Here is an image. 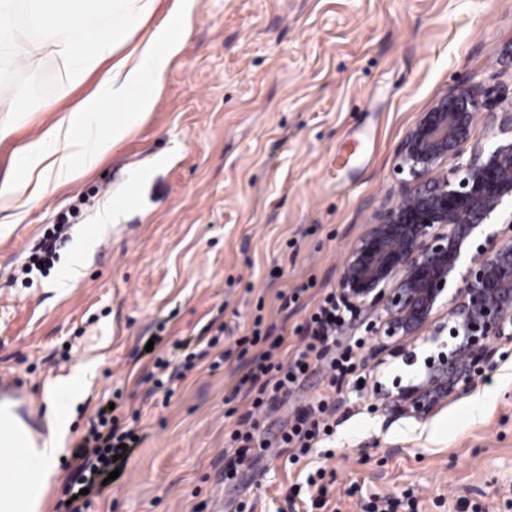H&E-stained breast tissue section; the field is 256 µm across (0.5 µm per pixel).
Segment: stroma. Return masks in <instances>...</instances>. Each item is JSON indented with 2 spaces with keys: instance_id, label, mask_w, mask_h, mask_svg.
Instances as JSON below:
<instances>
[{
  "instance_id": "35a3bbf8",
  "label": "stroma",
  "mask_w": 512,
  "mask_h": 512,
  "mask_svg": "<svg viewBox=\"0 0 512 512\" xmlns=\"http://www.w3.org/2000/svg\"><path fill=\"white\" fill-rule=\"evenodd\" d=\"M100 77L74 83L49 47L13 63L0 85L23 89L24 104L0 141V176ZM461 85L486 111L512 108V0H198L141 128L87 177L26 205L19 223H0V378L23 383L44 436L49 390L73 371L85 375L60 469L100 408L141 414V443L116 461L118 477L88 512H307L311 466L330 484L324 512H371L379 496L396 512H512V345L474 391L431 419L394 418L376 383H416L439 347L408 343L409 363L360 323L336 333L355 371L335 379L310 368L298 391L257 416L266 449L238 481L224 480L227 439L249 403L236 339L273 325L285 338L275 359L294 354L350 248L398 198L395 149L406 130ZM165 152L167 168L122 211L134 236L111 227L69 287L57 285L68 243L44 274L25 278L58 213L94 224L126 177ZM105 181L112 190L103 194ZM283 291L299 292L298 302L283 306ZM219 325L217 349L228 354L220 368L200 363L169 398L153 389L156 358L180 370L186 348ZM321 397L330 434L289 463L281 432Z\"/></svg>"
}]
</instances>
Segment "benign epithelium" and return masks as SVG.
<instances>
[{"instance_id": "7a95c632", "label": "benign epithelium", "mask_w": 512, "mask_h": 512, "mask_svg": "<svg viewBox=\"0 0 512 512\" xmlns=\"http://www.w3.org/2000/svg\"><path fill=\"white\" fill-rule=\"evenodd\" d=\"M479 116L473 90L457 87L408 129L395 150L400 196L375 213L339 280L351 318L380 324L377 335L396 342L429 328L456 288L448 341L422 379L394 392L378 388L384 408L420 421L472 390L498 346L512 342V110L487 113L483 143L475 139ZM450 158L458 163L449 171ZM499 220L509 235L484 234Z\"/></svg>"}]
</instances>
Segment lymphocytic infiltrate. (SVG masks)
<instances>
[{
	"label": "lymphocytic infiltrate",
	"instance_id": "1",
	"mask_svg": "<svg viewBox=\"0 0 512 512\" xmlns=\"http://www.w3.org/2000/svg\"><path fill=\"white\" fill-rule=\"evenodd\" d=\"M338 310L335 294L326 295L307 320L301 344L291 361L284 364L273 359L274 352L284 343L283 336L256 328L251 335L237 339V346L252 354L249 369L240 380L251 401L249 409L240 415L236 428L229 434L228 444L234 450V457L224 463L225 480H236L239 476L237 459L258 448L253 418L269 407L279 393L297 390L300 377L315 365L343 375L353 371L351 351H343L337 356L329 352L328 344L335 341L336 329L342 324ZM326 407V401H319L316 408L298 415L283 432L280 444L288 448L290 463H297L307 456L320 435L327 433L328 426L323 418ZM134 437V430L123 429L111 411L99 410L91 419L87 434L76 446L77 455L69 465L64 499L58 502L57 512H87L89 490L95 489L100 478L111 471L113 457L119 454L121 447H134Z\"/></svg>",
	"mask_w": 512,
	"mask_h": 512
}]
</instances>
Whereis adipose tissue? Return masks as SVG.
I'll return each mask as SVG.
<instances>
[{"mask_svg": "<svg viewBox=\"0 0 512 512\" xmlns=\"http://www.w3.org/2000/svg\"><path fill=\"white\" fill-rule=\"evenodd\" d=\"M196 6L197 0H173L167 23L132 45L131 33L153 14L156 0H127L123 7L116 0H34L40 40L67 61L74 82L102 61L110 66L92 94L18 150L16 168L0 178V222L18 221L19 199L38 200L48 188L90 174L149 117ZM81 392V374L57 381L47 397L48 436L0 460V512H43L62 454L66 410Z\"/></svg>", "mask_w": 512, "mask_h": 512, "instance_id": "obj_1", "label": "adipose tissue"}]
</instances>
